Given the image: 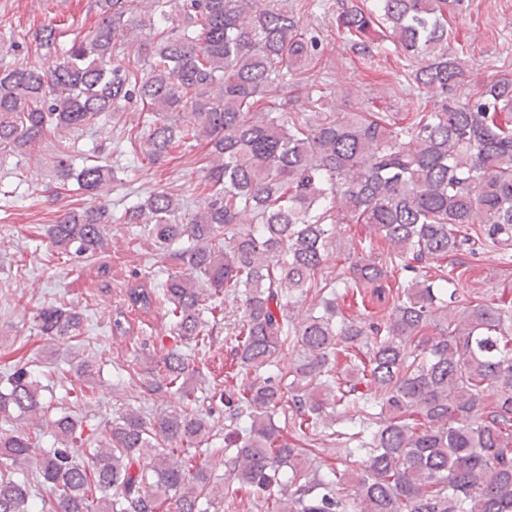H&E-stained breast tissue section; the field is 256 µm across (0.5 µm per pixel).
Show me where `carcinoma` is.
Returning a JSON list of instances; mask_svg holds the SVG:
<instances>
[{
	"mask_svg": "<svg viewBox=\"0 0 512 512\" xmlns=\"http://www.w3.org/2000/svg\"><path fill=\"white\" fill-rule=\"evenodd\" d=\"M95 2L89 36L64 46L52 27L36 34L52 66L0 68V150L82 132L133 100L145 112L136 157L156 165L176 146L211 147L199 210L183 215L178 194L159 190L121 216L149 225L179 266L163 281L134 275L121 297L144 314L168 306L174 348L141 388L178 394L182 407L151 418L127 408L86 434L45 399L41 373L15 363L0 377V419L48 414L54 442L0 431V512H207L219 464L227 512H239L241 489L251 512H512V297L469 300L440 264L463 248L512 244V75L448 96L465 74L448 53V14L465 0L341 3L337 25L362 59L388 38L415 65L433 104L404 113L374 98L347 112L310 94L309 111L294 112L274 96L317 47L289 0ZM137 40L139 68L118 60ZM99 153L78 169L58 155L59 183L99 197L116 182ZM113 221L101 204L62 214L45 235L57 253L87 259ZM332 224H369L391 248L382 256L361 243L336 275L346 295L375 305L360 320L313 287ZM303 296L322 313L296 325ZM225 297L241 309L227 337L237 368L200 399L187 389L185 348L204 343ZM32 320L53 340L84 330L80 313L55 305ZM109 329L131 332L121 311ZM289 339L291 368L280 365ZM219 409L224 447L206 449L200 467L170 462L209 443ZM317 443L336 445L350 479L310 468ZM32 458L34 476L15 479ZM36 485L49 491L38 502Z\"/></svg>",
	"mask_w": 512,
	"mask_h": 512,
	"instance_id": "1",
	"label": "carcinoma"
}]
</instances>
